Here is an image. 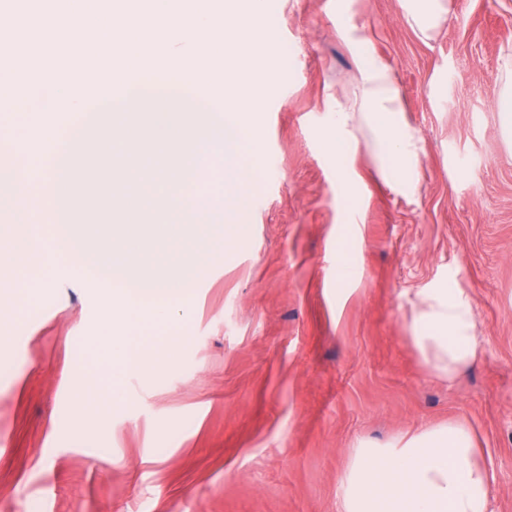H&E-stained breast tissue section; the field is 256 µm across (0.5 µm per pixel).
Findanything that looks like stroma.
<instances>
[{"label": "stroma", "mask_w": 512, "mask_h": 512, "mask_svg": "<svg viewBox=\"0 0 512 512\" xmlns=\"http://www.w3.org/2000/svg\"><path fill=\"white\" fill-rule=\"evenodd\" d=\"M455 2L425 42L398 0H271L245 242L193 288L191 344L143 371L114 373L103 293L70 264L23 290L0 346V512H336L357 440L451 420L478 440L492 512H512V147L496 109L512 0ZM349 25L401 86L415 195L390 190L367 146L340 164L328 145L329 100L354 87ZM446 284L481 343L452 382L404 329L418 292ZM80 369L114 384L111 412L77 409Z\"/></svg>", "instance_id": "obj_1"}]
</instances>
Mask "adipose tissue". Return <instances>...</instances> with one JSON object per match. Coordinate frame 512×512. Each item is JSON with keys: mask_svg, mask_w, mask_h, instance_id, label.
Wrapping results in <instances>:
<instances>
[{"mask_svg": "<svg viewBox=\"0 0 512 512\" xmlns=\"http://www.w3.org/2000/svg\"><path fill=\"white\" fill-rule=\"evenodd\" d=\"M408 26L433 39L452 12V0H399ZM356 63L352 97L333 112L337 160L356 153L371 134V153L388 187L417 189L419 137L408 123L395 72L352 29L342 28ZM409 338L432 374L452 380L479 357L475 314L465 293L451 286L421 290L406 325ZM493 476L477 459L475 437L464 423L423 428L385 443L357 441L336 487V512H488Z\"/></svg>", "mask_w": 512, "mask_h": 512, "instance_id": "obj_1", "label": "adipose tissue"}]
</instances>
